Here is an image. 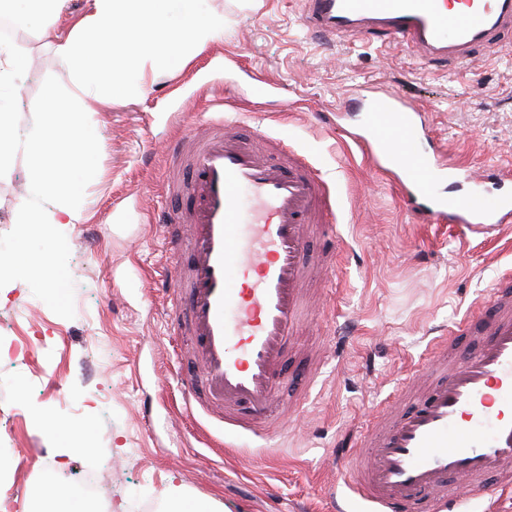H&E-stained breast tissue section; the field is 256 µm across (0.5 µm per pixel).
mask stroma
<instances>
[{
  "label": "stroma",
  "mask_w": 512,
  "mask_h": 512,
  "mask_svg": "<svg viewBox=\"0 0 512 512\" xmlns=\"http://www.w3.org/2000/svg\"><path fill=\"white\" fill-rule=\"evenodd\" d=\"M6 8L27 19L18 29L27 65L0 82L23 127L29 101L63 92L68 71L41 39L31 0ZM303 9L304 0H201L204 15L223 16V31L186 67L113 98L99 115L97 149L69 165L90 218L49 230L15 223L21 207L49 204L28 181L29 156L16 153L0 179V262L12 267L0 276L1 494L27 504L57 473L77 482L97 456L112 465V512H165L173 483L213 512H314L340 487L329 459L337 442H354L396 375L512 269V224L481 241L416 222L350 137L363 123L353 92L370 83L420 110L448 161L512 163V35L494 59L478 48L460 65L426 63L403 43L312 33ZM256 83L266 98L250 97ZM222 106L244 133L283 140L335 175V228L311 253L346 248L339 281L317 291L292 353L294 372L307 350L324 355L302 413L289 416L280 401L276 436L225 451L209 448L178 408L175 353L190 339L170 335L153 283L177 258L153 215L185 206L161 190L164 148L178 123ZM88 166L99 171L92 184ZM15 342L26 343L24 359L8 355Z\"/></svg>",
  "instance_id": "1"
}]
</instances>
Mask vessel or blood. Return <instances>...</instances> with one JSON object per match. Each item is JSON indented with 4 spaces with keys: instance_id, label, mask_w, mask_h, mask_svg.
<instances>
[{
    "instance_id": "b4317fda",
    "label": "vessel or blood",
    "mask_w": 512,
    "mask_h": 512,
    "mask_svg": "<svg viewBox=\"0 0 512 512\" xmlns=\"http://www.w3.org/2000/svg\"><path fill=\"white\" fill-rule=\"evenodd\" d=\"M304 27L328 37L383 36L406 43L420 59L463 63L469 50L497 55L496 36L512 29V0H305ZM398 94L371 99L355 142L393 174L405 209L425 224H461L485 233L512 223V168L486 170L499 191L438 194L439 179L481 174L450 164ZM173 167L162 182L168 198L188 196L187 210L159 218L186 260L163 268L160 282L173 331L190 337L192 368L181 378L187 409L219 438L275 435L274 407L293 387L302 407L316 372L289 381L285 358L309 315L306 256L311 227L329 221L327 181L304 159L272 141L244 137L239 121L207 113L185 126L171 148ZM480 336L472 353L449 356L454 338ZM423 387L398 378L399 400L374 412L348 448L337 449L344 485L361 512H460L490 490L487 476L512 487V275L479 318L460 320L435 344Z\"/></svg>"
}]
</instances>
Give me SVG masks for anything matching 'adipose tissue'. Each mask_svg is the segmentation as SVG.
Masks as SVG:
<instances>
[{
  "label": "adipose tissue",
  "instance_id": "obj_1",
  "mask_svg": "<svg viewBox=\"0 0 512 512\" xmlns=\"http://www.w3.org/2000/svg\"><path fill=\"white\" fill-rule=\"evenodd\" d=\"M68 2L43 0L41 27L42 37L70 67L65 97L30 103L36 119L23 140H15L10 126L0 124V177L10 172L14 152L25 149L31 158L30 184L51 200L43 210L21 209L16 216L20 224L72 223L83 200L68 180L67 167L93 150L90 129L107 108L108 93L144 88L147 74L186 60L222 26L217 18L199 20L198 0H92L90 9L62 37L57 22ZM49 134L65 147V154L45 149Z\"/></svg>",
  "mask_w": 512,
  "mask_h": 512
}]
</instances>
